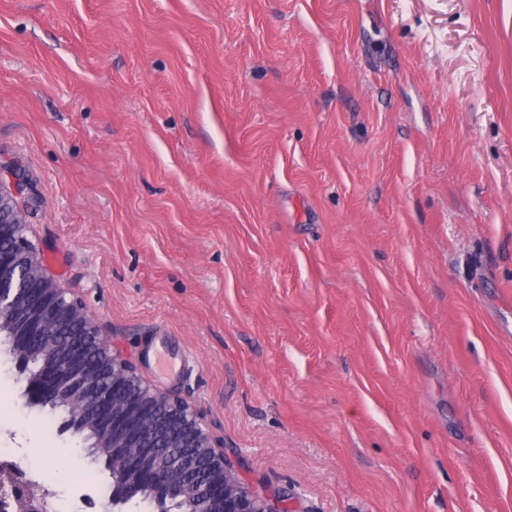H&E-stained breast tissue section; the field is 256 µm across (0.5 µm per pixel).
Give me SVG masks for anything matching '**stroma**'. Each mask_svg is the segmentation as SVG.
<instances>
[{
    "label": "stroma",
    "mask_w": 512,
    "mask_h": 512,
    "mask_svg": "<svg viewBox=\"0 0 512 512\" xmlns=\"http://www.w3.org/2000/svg\"><path fill=\"white\" fill-rule=\"evenodd\" d=\"M16 178L45 267L255 489L512 512V0H0ZM7 360L0 439L108 512Z\"/></svg>",
    "instance_id": "35a3bbf8"
}]
</instances>
